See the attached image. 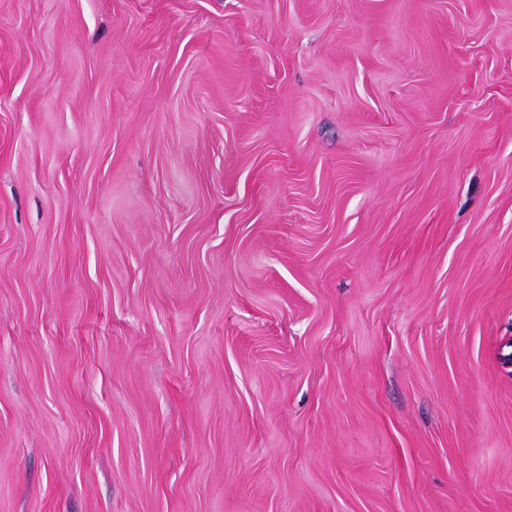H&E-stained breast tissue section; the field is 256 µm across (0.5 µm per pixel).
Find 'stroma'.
<instances>
[{
	"instance_id": "stroma-1",
	"label": "stroma",
	"mask_w": 512,
	"mask_h": 512,
	"mask_svg": "<svg viewBox=\"0 0 512 512\" xmlns=\"http://www.w3.org/2000/svg\"><path fill=\"white\" fill-rule=\"evenodd\" d=\"M0 512H512V0H0Z\"/></svg>"
}]
</instances>
